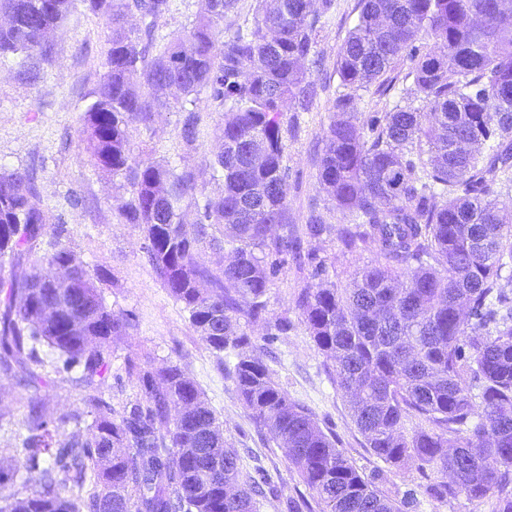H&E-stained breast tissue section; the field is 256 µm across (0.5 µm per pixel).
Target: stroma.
Returning a JSON list of instances; mask_svg holds the SVG:
<instances>
[{
  "label": "stroma",
  "mask_w": 512,
  "mask_h": 512,
  "mask_svg": "<svg viewBox=\"0 0 512 512\" xmlns=\"http://www.w3.org/2000/svg\"><path fill=\"white\" fill-rule=\"evenodd\" d=\"M335 2L336 10L322 21L316 44L328 87L310 112L304 113L285 156L290 216L299 226L314 210L327 223L345 221L317 181L318 153L338 86L337 53L358 15V0ZM50 39L55 45L53 62L41 65L37 80L27 79L16 59L0 61V164L33 170L41 204L52 225L63 230L62 243L96 278L106 305L132 320L128 335L115 337L112 344L113 405H121L137 392L136 378L124 368L126 358L140 364L148 360L156 367L180 363L213 408L225 441L237 449L243 471L265 477L261 512H288V498L301 494L314 499V492L306 489L283 450L253 420L233 381L193 331L181 304L169 296L148 262L141 230L120 219L118 210L128 198L121 179L95 170L86 161L79 131L91 93L106 71L107 29L97 16L79 6ZM198 110L207 134L195 146H185L180 137L182 114L172 99L156 109L150 125L137 127L132 144L135 158H170L179 166L203 171L196 192L202 201L223 188L222 181L207 174L215 153L211 132L223 116L221 108L204 99ZM303 248L324 265V273L315 275L312 267H298L292 256H285L270 278L266 299L269 317L288 316L292 327L287 334L272 336L265 322L242 323L252 349L289 398L308 409L325 434L335 437L338 448L362 474L381 473V489L396 499H411L409 512H492L493 496L431 498L417 465L392 467L371 454L348 402L336 389L325 357L300 319L296 299L307 287L348 286L357 272L374 263L375 256L367 251H344L327 237L304 238ZM47 379L49 415L81 409L78 371L51 372ZM17 391L15 377L0 373V413L12 421L11 427L0 430V461L22 451L25 410Z\"/></svg>",
  "instance_id": "stroma-1"
}]
</instances>
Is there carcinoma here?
Listing matches in <instances>:
<instances>
[{
  "label": "carcinoma",
  "instance_id": "carcinoma-1",
  "mask_svg": "<svg viewBox=\"0 0 512 512\" xmlns=\"http://www.w3.org/2000/svg\"><path fill=\"white\" fill-rule=\"evenodd\" d=\"M81 2L109 31L106 73L83 116V150L92 167L124 179L129 198L119 216L141 228L157 277L315 492L320 512H405L407 502L380 489L379 475L360 473L263 360L243 351L242 318L266 320L276 336L292 327L286 316L265 319L282 255L300 266L313 260L291 224L284 155L299 113L325 89L305 64L321 67L313 49L334 0H321L318 12L307 0H256L253 23L229 32L220 22L239 0H197L195 22L171 40L159 34V20L174 0ZM75 7L0 0V58L50 61L47 36ZM134 13L140 25L131 28ZM505 30L512 0H359L336 60L342 91L317 172L348 222L327 224L313 213L306 235L369 251L377 262L347 288H305L296 301L372 455L390 466L417 464L436 499L493 491L494 512H512V226L494 188L498 174L512 181ZM421 33L434 49L416 45ZM404 59L411 66L400 100L382 116L359 118L362 93L389 91ZM203 90L224 112L212 165L224 189L201 205L200 172L134 159L132 137L174 93L181 138L193 145ZM191 206L198 218L187 224ZM48 223L33 175L0 170V372L18 377L27 408L23 452L0 468V512H260L263 481L243 475L238 451L226 446L214 410L179 364L130 362L135 399L120 411L106 400L112 340L131 318L105 304L60 231L38 253ZM204 243L231 259L212 268L201 258ZM54 263L71 267L68 280L41 277ZM40 346L62 370L80 371L86 433L69 430L81 424L78 415L47 414L46 376L32 367ZM414 417L421 423L407 428ZM45 456L53 464L39 484L15 489L19 474Z\"/></svg>",
  "mask_w": 512,
  "mask_h": 512
}]
</instances>
